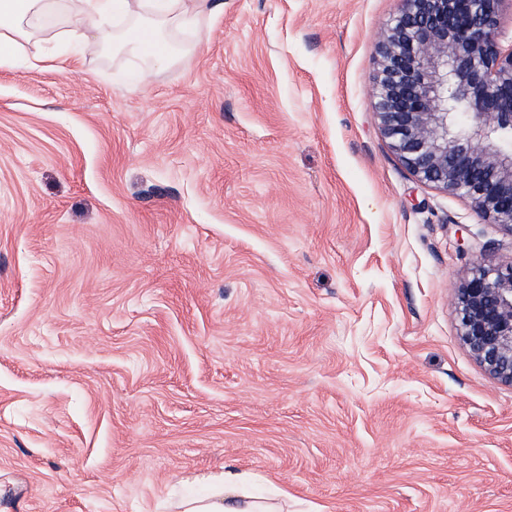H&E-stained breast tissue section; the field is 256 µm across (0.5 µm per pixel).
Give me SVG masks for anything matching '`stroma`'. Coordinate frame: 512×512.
Here are the masks:
<instances>
[{"mask_svg": "<svg viewBox=\"0 0 512 512\" xmlns=\"http://www.w3.org/2000/svg\"><path fill=\"white\" fill-rule=\"evenodd\" d=\"M398 0H224L199 53L0 67V512H512L465 227L374 113ZM212 479L217 489L214 496L185 499L175 508L179 512H282L279 510L280 507L269 501L252 499L245 493L237 494L235 488L242 482L239 475L223 473ZM226 491L227 496H225ZM240 500L245 501L240 502Z\"/></svg>", "mask_w": 512, "mask_h": 512, "instance_id": "obj_1", "label": "stroma"}]
</instances>
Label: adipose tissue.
<instances>
[{
    "mask_svg": "<svg viewBox=\"0 0 512 512\" xmlns=\"http://www.w3.org/2000/svg\"><path fill=\"white\" fill-rule=\"evenodd\" d=\"M223 10L224 0H0V66L22 57L40 67L48 60L42 44L56 41L79 57L134 56L151 70L195 52L198 42L185 34ZM214 482V496L182 500L178 512H280L269 501L241 499L240 476Z\"/></svg>",
    "mask_w": 512,
    "mask_h": 512,
    "instance_id": "obj_1",
    "label": "adipose tissue"
}]
</instances>
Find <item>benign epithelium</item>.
Masks as SVG:
<instances>
[{"mask_svg":"<svg viewBox=\"0 0 512 512\" xmlns=\"http://www.w3.org/2000/svg\"><path fill=\"white\" fill-rule=\"evenodd\" d=\"M503 0H400L377 42L374 112L422 183L469 199L512 232V45L494 38ZM478 268L457 290L461 338L495 380L512 385V263Z\"/></svg>","mask_w":512,"mask_h":512,"instance_id":"7a95c632","label":"benign epithelium"}]
</instances>
